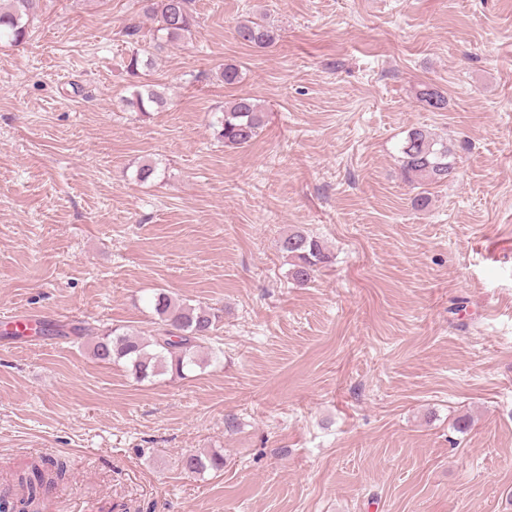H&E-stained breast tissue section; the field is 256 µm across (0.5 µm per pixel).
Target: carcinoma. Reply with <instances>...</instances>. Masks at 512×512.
<instances>
[{
    "label": "carcinoma",
    "instance_id": "obj_1",
    "mask_svg": "<svg viewBox=\"0 0 512 512\" xmlns=\"http://www.w3.org/2000/svg\"><path fill=\"white\" fill-rule=\"evenodd\" d=\"M40 0H7V7L0 6V40L6 39L21 44L28 39L31 23L37 15ZM147 12L155 20L154 46L172 43L192 35L195 18L189 7L190 0H146ZM236 37L243 43L266 48L273 44L277 34L272 26L259 20H246L235 25ZM418 100L434 111L446 108L447 99L435 88L425 85L417 94ZM166 98L157 90L147 87L138 91L131 105L146 113L151 108H163ZM219 137L224 145L240 148L250 145L263 125V113L249 97H240L224 107L220 122ZM401 173L404 180L421 189L413 198L415 207L425 209L431 199L425 187L445 182L454 166L450 161L452 150L448 142L437 138L426 129L412 128L402 141ZM280 251L288 258L289 274L300 284L312 281L321 268L332 261V254L317 237L301 231L288 233L280 241ZM153 311L158 317V329L150 337L138 336L112 328L96 336L92 354L103 363L125 362L137 378L171 374L177 377L202 363L199 353L206 349L218 315L212 308L201 303L191 305L174 299L164 290L155 294ZM42 333L76 337L91 336L88 326H43ZM184 468L191 473L207 469H220L224 457L212 454H193L183 461ZM55 479H48L44 470L34 466L31 476L25 478L27 498L20 504L0 497V512H25L24 505L36 499Z\"/></svg>",
    "mask_w": 512,
    "mask_h": 512
}]
</instances>
